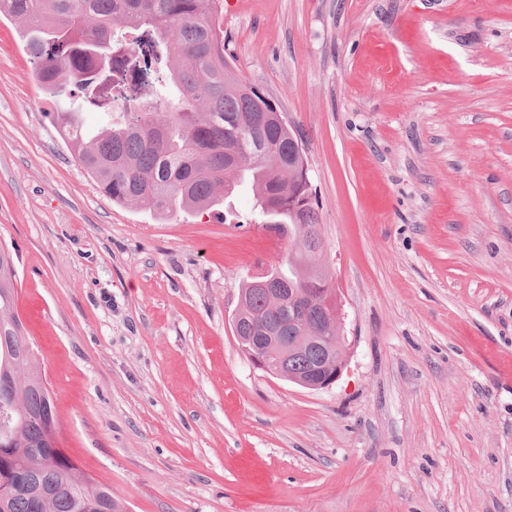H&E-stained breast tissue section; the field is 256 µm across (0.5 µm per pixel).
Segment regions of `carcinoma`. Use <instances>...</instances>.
Here are the masks:
<instances>
[{
  "label": "carcinoma",
  "instance_id": "obj_1",
  "mask_svg": "<svg viewBox=\"0 0 512 512\" xmlns=\"http://www.w3.org/2000/svg\"><path fill=\"white\" fill-rule=\"evenodd\" d=\"M217 0H0L24 23L37 76L58 102L55 127L112 202L145 204L158 217L203 212L244 184L268 227L288 237V262L318 265L316 193L271 104L224 57ZM94 107L106 122L89 133ZM15 262L0 246V473L30 488L10 491L6 512H126L112 488L86 476L58 446L57 417L41 366L16 316ZM247 311L235 335L253 345L271 326L305 335L292 307L244 280ZM319 353L288 351L306 379Z\"/></svg>",
  "mask_w": 512,
  "mask_h": 512
}]
</instances>
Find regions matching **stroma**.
I'll use <instances>...</instances> for the list:
<instances>
[{"instance_id":"1","label":"stroma","mask_w":512,"mask_h":512,"mask_svg":"<svg viewBox=\"0 0 512 512\" xmlns=\"http://www.w3.org/2000/svg\"><path fill=\"white\" fill-rule=\"evenodd\" d=\"M227 57L301 135L347 364L240 352L288 241L251 189L112 203L0 17V245L59 443L128 512H512V0H221Z\"/></svg>"}]
</instances>
